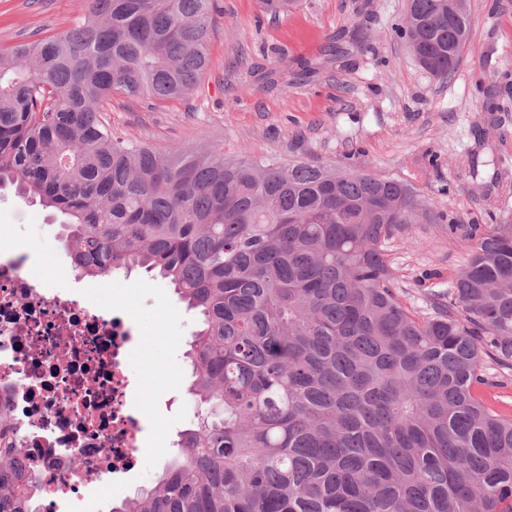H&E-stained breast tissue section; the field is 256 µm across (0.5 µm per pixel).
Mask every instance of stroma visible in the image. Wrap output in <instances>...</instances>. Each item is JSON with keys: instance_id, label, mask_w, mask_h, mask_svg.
Listing matches in <instances>:
<instances>
[{"instance_id": "1", "label": "stroma", "mask_w": 512, "mask_h": 512, "mask_svg": "<svg viewBox=\"0 0 512 512\" xmlns=\"http://www.w3.org/2000/svg\"><path fill=\"white\" fill-rule=\"evenodd\" d=\"M89 0H0V46L34 41L73 25ZM408 0H301L285 16L258 0H213L208 67L183 99L113 94L107 118L118 135L157 151L221 145L229 157L356 166L412 185L433 222L407 225L388 243L401 303L433 315L470 254L466 224L512 219V0H470L471 29L455 76L440 81L413 56L399 25ZM363 29L362 48L331 56L338 33ZM495 161V187L472 178V157ZM60 215L0 190V252L28 258L31 273L89 306L116 283V303L139 332L130 405L141 428L135 467L118 481L60 499L55 512H109L154 485L196 405L185 353L199 328L172 288L134 271L81 278L61 237ZM485 404L512 415V370L485 360Z\"/></svg>"}]
</instances>
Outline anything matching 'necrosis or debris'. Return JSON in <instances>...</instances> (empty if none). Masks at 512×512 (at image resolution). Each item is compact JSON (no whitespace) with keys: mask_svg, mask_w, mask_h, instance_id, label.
<instances>
[{"mask_svg":"<svg viewBox=\"0 0 512 512\" xmlns=\"http://www.w3.org/2000/svg\"><path fill=\"white\" fill-rule=\"evenodd\" d=\"M136 331L112 305L93 308L0 253V405L23 468L49 497L130 471L140 429L129 403Z\"/></svg>","mask_w":512,"mask_h":512,"instance_id":"obj_1","label":"necrosis or debris"}]
</instances>
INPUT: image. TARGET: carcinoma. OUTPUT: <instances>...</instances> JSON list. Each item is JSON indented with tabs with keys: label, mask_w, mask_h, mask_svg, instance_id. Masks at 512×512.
<instances>
[{
	"label": "carcinoma",
	"mask_w": 512,
	"mask_h": 512,
	"mask_svg": "<svg viewBox=\"0 0 512 512\" xmlns=\"http://www.w3.org/2000/svg\"><path fill=\"white\" fill-rule=\"evenodd\" d=\"M211 12L90 0L76 26L0 46V187L65 217L79 276L143 269L200 317L195 420L111 512H512V417L476 393L485 358L512 368V222L470 225L448 301L418 319L387 250L431 218L407 183L112 135V94L201 82ZM470 26L467 0H409L400 30L446 81ZM471 174L503 177L477 157ZM5 445L0 512H43L25 449Z\"/></svg>",
	"instance_id": "cac0c4a2"
}]
</instances>
